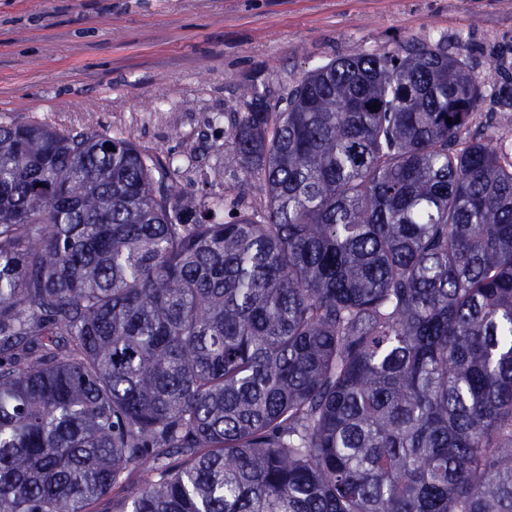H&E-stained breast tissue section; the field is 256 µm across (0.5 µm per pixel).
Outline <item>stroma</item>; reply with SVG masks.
Returning a JSON list of instances; mask_svg holds the SVG:
<instances>
[{"mask_svg":"<svg viewBox=\"0 0 512 512\" xmlns=\"http://www.w3.org/2000/svg\"><path fill=\"white\" fill-rule=\"evenodd\" d=\"M464 51L489 84L470 130L512 134V0H0V121L121 134L259 201L224 128L256 87L281 108L307 70L412 38Z\"/></svg>","mask_w":512,"mask_h":512,"instance_id":"stroma-1","label":"stroma"}]
</instances>
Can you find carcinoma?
I'll return each mask as SVG.
<instances>
[{"label": "carcinoma", "instance_id": "obj_1", "mask_svg": "<svg viewBox=\"0 0 512 512\" xmlns=\"http://www.w3.org/2000/svg\"><path fill=\"white\" fill-rule=\"evenodd\" d=\"M435 40L336 58L224 142L0 122V512H512V148ZM452 124L446 123V118ZM114 150H107V146ZM150 465V462H146L142 467V471H137L134 473L130 481L125 486L115 489L111 497L99 502L97 510L99 512H112V499H119L121 497L127 496L132 491H135V489L140 486L141 480L143 477H145L147 470L150 468Z\"/></svg>", "mask_w": 512, "mask_h": 512}]
</instances>
